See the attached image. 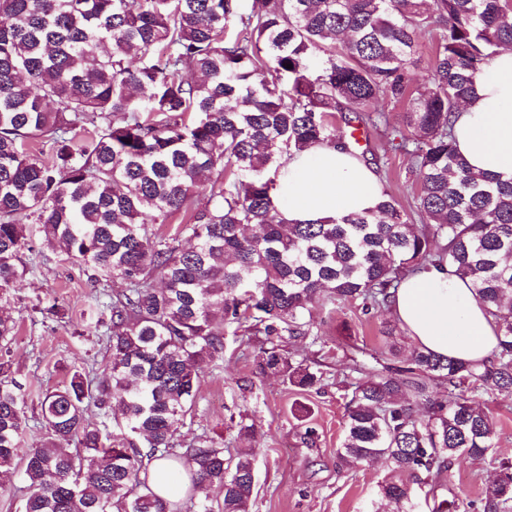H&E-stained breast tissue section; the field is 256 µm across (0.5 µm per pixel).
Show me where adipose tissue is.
Instances as JSON below:
<instances>
[{"mask_svg": "<svg viewBox=\"0 0 512 512\" xmlns=\"http://www.w3.org/2000/svg\"><path fill=\"white\" fill-rule=\"evenodd\" d=\"M453 127L457 150L469 166L512 178V48L485 64ZM382 197L378 174L354 150L315 146L279 161L274 202L288 221L362 214L375 210ZM391 312L415 346L436 355L479 364L498 349L493 317L475 300L470 282L447 265L407 275Z\"/></svg>", "mask_w": 512, "mask_h": 512, "instance_id": "obj_1", "label": "adipose tissue"}]
</instances>
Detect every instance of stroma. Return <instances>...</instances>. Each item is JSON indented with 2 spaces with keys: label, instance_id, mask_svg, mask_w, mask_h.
Instances as JSON below:
<instances>
[{
  "label": "stroma",
  "instance_id": "stroma-1",
  "mask_svg": "<svg viewBox=\"0 0 512 512\" xmlns=\"http://www.w3.org/2000/svg\"><path fill=\"white\" fill-rule=\"evenodd\" d=\"M360 150L384 191L410 209L418 184L409 157L394 151L389 138L375 129ZM25 234L27 272L6 293L16 333L0 346V359L10 361L24 396L22 446L27 449L47 438L43 395L62 388L74 371H102L109 355L96 329L99 290L85 266L48 247L38 225L26 224ZM55 303L64 308V317L49 313ZM315 318L310 335L284 337L283 346L295 362L321 371V384L303 391L262 373L254 345L227 337L223 358L210 363L201 377L196 405L176 442L184 446L205 434L223 437L226 447H234L235 421L244 416L256 430L257 480L250 512H397L395 504L378 497L379 484L391 476L385 463L351 467L336 454L344 439L347 401L343 365L353 356L369 371L390 348L406 356L413 343L388 312L365 315L358 306L329 302ZM473 399L494 418V446L484 460L459 458L434 490L436 498L456 499L459 512H475L499 461L512 456V396L479 390ZM301 405L309 410L307 425L318 434L310 446L300 439L307 425L293 415Z\"/></svg>",
  "mask_w": 512,
  "mask_h": 512
}]
</instances>
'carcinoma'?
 I'll return each mask as SVG.
<instances>
[{"mask_svg": "<svg viewBox=\"0 0 512 512\" xmlns=\"http://www.w3.org/2000/svg\"><path fill=\"white\" fill-rule=\"evenodd\" d=\"M242 2L0 0V291L26 274L25 221L91 282L126 284L103 302L105 369L45 394L49 440L23 454L24 400L0 360V470L22 463L19 512H249L253 425L240 419L234 450L207 435L175 444L204 367L224 356L225 326L264 336L261 369L306 390L322 372L293 363L283 336L308 334L326 302L389 309L426 263L471 283L500 352L481 366L418 348L374 372L353 362L337 455L407 475L379 486L403 506L458 457L493 448L494 419L470 393L512 394V179L472 171L450 117L488 59L512 48V4ZM424 28L439 39L415 88L408 65ZM382 96L404 104L403 127L374 108ZM338 112L383 128L410 156L411 212L385 193L369 215L286 223L274 203L279 159L347 146ZM146 212L152 224L184 219L159 236L139 221ZM15 327L0 303V342ZM162 460L187 475L185 500L153 491ZM482 512H512L511 461H499Z\"/></svg>", "mask_w": 512, "mask_h": 512, "instance_id": "obj_1", "label": "carcinoma"}]
</instances>
